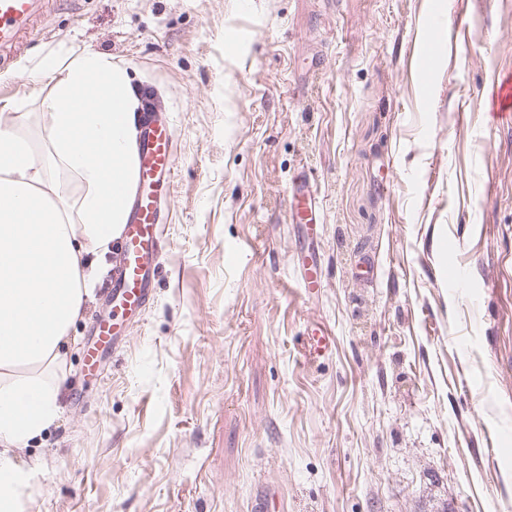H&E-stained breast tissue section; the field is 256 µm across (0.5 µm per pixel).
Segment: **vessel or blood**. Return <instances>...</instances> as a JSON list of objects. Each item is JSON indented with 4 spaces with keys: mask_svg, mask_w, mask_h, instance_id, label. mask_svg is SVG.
I'll return each instance as SVG.
<instances>
[{
    "mask_svg": "<svg viewBox=\"0 0 512 512\" xmlns=\"http://www.w3.org/2000/svg\"><path fill=\"white\" fill-rule=\"evenodd\" d=\"M45 0H0V54L10 52L40 16ZM493 107L502 119L512 122V74L499 75ZM171 128L159 119L146 121L137 143V183L128 220L120 241V260L112 280V294L122 311L143 308L152 292L151 266L167 248L159 224L162 220L161 186L170 181L175 166ZM318 190L306 173L292 180L288 219L293 224L314 222L319 208ZM333 338L318 331L303 345L307 363L329 355Z\"/></svg>",
    "mask_w": 512,
    "mask_h": 512,
    "instance_id": "vessel-or-blood-1",
    "label": "vessel or blood"
}]
</instances>
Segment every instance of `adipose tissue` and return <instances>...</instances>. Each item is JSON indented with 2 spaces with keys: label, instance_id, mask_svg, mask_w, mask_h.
Instances as JSON below:
<instances>
[{
  "label": "adipose tissue",
  "instance_id": "1",
  "mask_svg": "<svg viewBox=\"0 0 512 512\" xmlns=\"http://www.w3.org/2000/svg\"><path fill=\"white\" fill-rule=\"evenodd\" d=\"M41 70L53 79L41 135L28 113L0 121V512H24L41 465L18 453L64 411L70 331L136 181L142 101L127 70L93 51Z\"/></svg>",
  "mask_w": 512,
  "mask_h": 512
}]
</instances>
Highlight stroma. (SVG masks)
Masks as SVG:
<instances>
[{
  "mask_svg": "<svg viewBox=\"0 0 512 512\" xmlns=\"http://www.w3.org/2000/svg\"><path fill=\"white\" fill-rule=\"evenodd\" d=\"M85 51L174 130L168 247L97 375L111 275L75 325L25 512H512V126L488 104L512 0H65L0 113L41 112L33 73ZM317 325L336 347L309 364ZM317 187L308 175L301 171L292 180L288 202V219L292 224H311L319 208Z\"/></svg>",
  "mask_w": 512,
  "mask_h": 512,
  "instance_id": "stroma-1",
  "label": "stroma"
}]
</instances>
